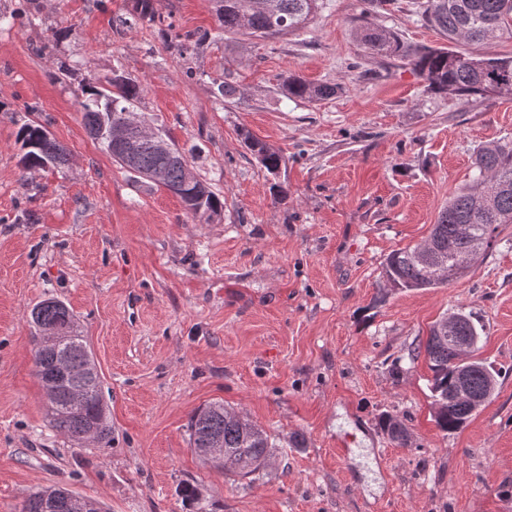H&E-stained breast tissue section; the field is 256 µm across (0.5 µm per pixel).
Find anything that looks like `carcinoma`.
<instances>
[{
    "label": "carcinoma",
    "instance_id": "carcinoma-1",
    "mask_svg": "<svg viewBox=\"0 0 512 512\" xmlns=\"http://www.w3.org/2000/svg\"><path fill=\"white\" fill-rule=\"evenodd\" d=\"M217 21L224 32L263 39H274L304 27L317 8V0H211ZM422 19L437 29L450 43H480L497 35L512 37V0H426ZM358 40L369 54L400 60L416 70L430 90L459 96L490 99L512 93V57L464 55L442 48L405 47L395 32L363 25ZM282 88L290 98L317 102L336 94L338 87L312 84L300 76L283 78ZM141 85L117 73L111 88L98 81L88 83L80 102L83 123L92 130L122 119L134 112L141 97ZM42 127L26 123L18 131V140L31 144L24 169H55L65 164L67 150L54 138H42ZM247 146L269 172L280 169L282 156L263 143L247 139ZM112 158L138 178L161 165L166 179L158 186L180 198L185 209L196 217L209 218L221 207L210 187L199 179L184 185V168L189 166L185 152L173 148V155L156 152L149 144L140 146L134 164L124 162L120 152L108 149ZM475 174L468 186L448 200L439 212L426 239L431 251L420 256L419 246L391 252L382 264L381 278L393 290L412 291L438 288L464 277L473 264L490 247L499 225L512 224V142L493 141L477 152ZM75 318L68 306L56 299H46L30 311V324L55 325L63 332L59 354L35 349L36 376L41 386L58 381L56 398L48 400L51 423L56 431L80 444L81 434L95 426L98 437L92 445L105 448L112 442V423L104 403L101 378L83 370L90 350L84 337L71 329ZM482 327L472 313L460 307L436 320L430 328L424 348H415L413 356L425 354L431 372L429 389L433 399V417L438 428L454 432L463 428L478 408L457 398L459 384L478 396L493 395L499 370L484 360L460 363L456 344L468 342L472 351L479 350ZM86 391L79 404L67 399L72 388ZM381 426L390 440L400 447L408 444L405 428L395 417L386 414ZM190 445L206 464L223 469L240 479H247L266 467L273 444L266 431L247 418L213 402L199 409L189 423ZM71 493L64 487L32 492L23 512H44L43 504L62 500Z\"/></svg>",
    "mask_w": 512,
    "mask_h": 512
}]
</instances>
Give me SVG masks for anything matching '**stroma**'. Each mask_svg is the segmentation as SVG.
<instances>
[{
    "mask_svg": "<svg viewBox=\"0 0 512 512\" xmlns=\"http://www.w3.org/2000/svg\"><path fill=\"white\" fill-rule=\"evenodd\" d=\"M151 3L149 22L136 0H0V512L55 486L106 512H512V224L448 285L387 293L380 279L470 182L476 151L512 140V94H439L365 53L364 20L412 48L445 46L422 0H319L276 39L224 33L210 0ZM186 32L205 39L169 49ZM116 68L144 88L137 113L220 199L212 219L86 132L83 90ZM288 73L340 90L291 99ZM30 122L66 147L65 166L22 169ZM250 137L283 157L278 174ZM47 298L72 310L93 354L110 447L73 445L49 423L28 322ZM461 305L501 375L445 433L411 351ZM215 401L272 438L253 479L189 444L191 416ZM385 412L409 446L381 430Z\"/></svg>",
    "mask_w": 512,
    "mask_h": 512,
    "instance_id": "stroma-1",
    "label": "stroma"
}]
</instances>
